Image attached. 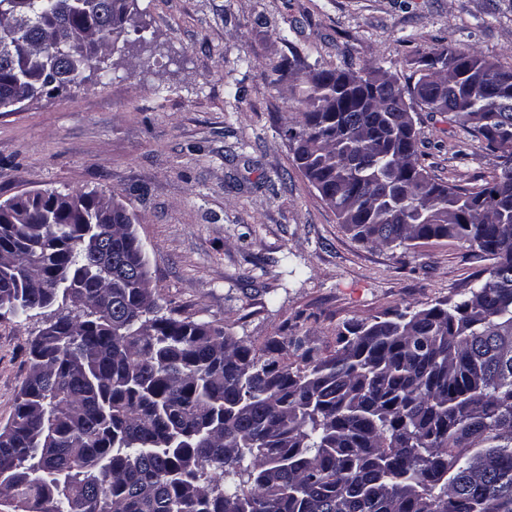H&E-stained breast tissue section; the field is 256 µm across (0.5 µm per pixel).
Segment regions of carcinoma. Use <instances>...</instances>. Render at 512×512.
I'll return each mask as SVG.
<instances>
[{"instance_id": "cac0c4a2", "label": "carcinoma", "mask_w": 512, "mask_h": 512, "mask_svg": "<svg viewBox=\"0 0 512 512\" xmlns=\"http://www.w3.org/2000/svg\"><path fill=\"white\" fill-rule=\"evenodd\" d=\"M129 0H0V110L18 81L67 87L116 41ZM294 161L357 241L404 251L451 238L489 260L462 298L345 324L322 357L271 336L263 354L163 312L132 224L95 193L0 203V318L47 319L0 429V512H512V166L469 188L419 164L415 107L512 152V66L433 45L402 87L353 67L300 81ZM111 236L81 244L84 225ZM303 366L287 363L288 348Z\"/></svg>"}]
</instances>
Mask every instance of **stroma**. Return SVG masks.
<instances>
[{"instance_id": "obj_1", "label": "stroma", "mask_w": 512, "mask_h": 512, "mask_svg": "<svg viewBox=\"0 0 512 512\" xmlns=\"http://www.w3.org/2000/svg\"><path fill=\"white\" fill-rule=\"evenodd\" d=\"M138 32L65 92L0 112V203L56 190L115 196L136 221L162 304L254 348L288 331L327 355L344 324L455 298L485 270L453 239L408 252L356 241L306 180L285 135L292 55L414 83L452 44L512 65V0H136ZM418 157L450 186L496 153L451 114L417 110ZM40 320H0V427Z\"/></svg>"}]
</instances>
